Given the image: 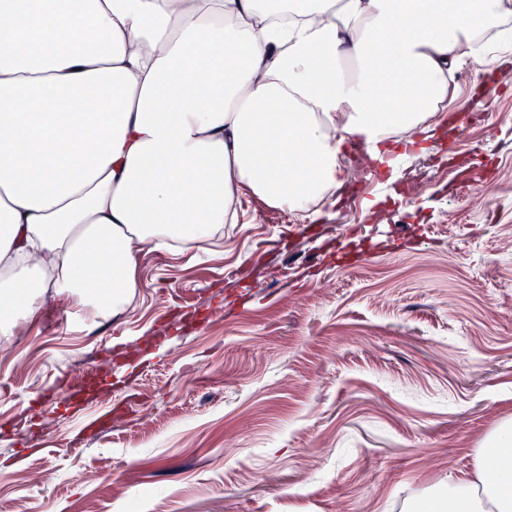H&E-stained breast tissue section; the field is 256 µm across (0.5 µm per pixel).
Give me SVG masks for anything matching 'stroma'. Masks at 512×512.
<instances>
[{
	"label": "stroma",
	"mask_w": 512,
	"mask_h": 512,
	"mask_svg": "<svg viewBox=\"0 0 512 512\" xmlns=\"http://www.w3.org/2000/svg\"><path fill=\"white\" fill-rule=\"evenodd\" d=\"M501 50L395 170L346 163L307 219L243 194L206 248L143 246L122 309L0 335V512H406L469 472L512 420Z\"/></svg>",
	"instance_id": "35a3bbf8"
}]
</instances>
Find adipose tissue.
<instances>
[{"label": "adipose tissue", "instance_id": "adipose-tissue-1", "mask_svg": "<svg viewBox=\"0 0 512 512\" xmlns=\"http://www.w3.org/2000/svg\"><path fill=\"white\" fill-rule=\"evenodd\" d=\"M285 2L0 0L1 334L51 288L124 307L136 246H203L243 194L308 217L342 184L350 140L394 167L400 133L439 134L458 49L512 13V0ZM429 498L512 512V424Z\"/></svg>", "mask_w": 512, "mask_h": 512}]
</instances>
